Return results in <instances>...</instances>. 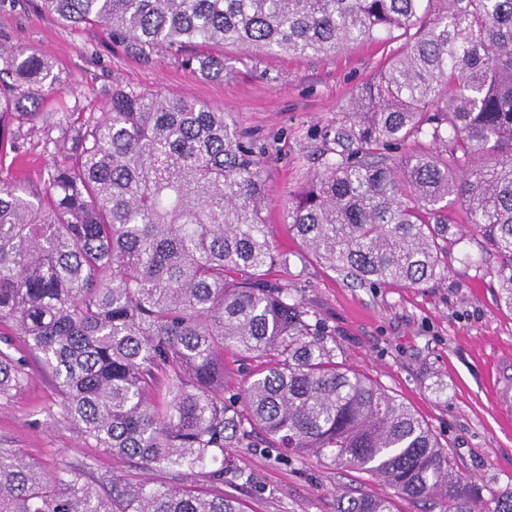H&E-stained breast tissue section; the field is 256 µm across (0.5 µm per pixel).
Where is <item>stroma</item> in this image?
Wrapping results in <instances>:
<instances>
[{
  "label": "stroma",
  "mask_w": 512,
  "mask_h": 512,
  "mask_svg": "<svg viewBox=\"0 0 512 512\" xmlns=\"http://www.w3.org/2000/svg\"><path fill=\"white\" fill-rule=\"evenodd\" d=\"M0 38L36 50L58 74L53 91L22 88L15 96L31 112L108 111L114 87L161 91L230 112L243 132L266 140V220L287 268L272 277L286 282L336 332L338 358L382 386L421 417L444 445L462 477L476 481L486 502L512 489V424L495 405L492 383L512 380V311L505 309L497 259L474 231L463 205L448 202L445 271L417 288L397 283L360 285L309 259L285 218L290 192L302 186L318 143L315 129L336 119L362 84L384 69L407 41L393 32L348 44L328 54L288 55L224 48L232 72L207 77L180 58L145 60L96 26H72L35 6V0H0ZM51 161L42 136L25 138L9 154V178L41 182ZM26 358L24 389L0 399V444L23 451L43 468L95 459L99 474L164 483L159 471L129 465L87 447L73 428L50 413L51 378L29 358L21 340L11 348ZM237 470L224 492L244 499L247 512H336L347 490L389 494L368 473L314 456L277 458L269 448H237Z\"/></svg>",
  "instance_id": "1"
}]
</instances>
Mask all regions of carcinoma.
<instances>
[{"mask_svg":"<svg viewBox=\"0 0 512 512\" xmlns=\"http://www.w3.org/2000/svg\"><path fill=\"white\" fill-rule=\"evenodd\" d=\"M40 0L72 25L98 24L146 59L173 55L224 73L226 44L326 54L379 32L406 49L315 131L317 166L289 194L309 254L360 284L424 285L443 273L448 198L499 258L512 310V0ZM50 62L0 41V170L38 132L17 87L53 89ZM39 189L0 177V336H20L52 376L79 437L168 481L95 480L92 460L47 474L0 448V512H243L224 496L231 448L315 454L365 471L392 496L348 492L336 512H399L395 498L485 512L429 427L336 361L335 333L269 276L288 268L270 237L263 162L271 147L229 113L160 92L112 89L109 111L43 130ZM421 136L434 154L387 152ZM261 369L235 390L224 349ZM26 362L0 349V399Z\"/></svg>","mask_w":512,"mask_h":512,"instance_id":"1","label":"carcinoma"}]
</instances>
